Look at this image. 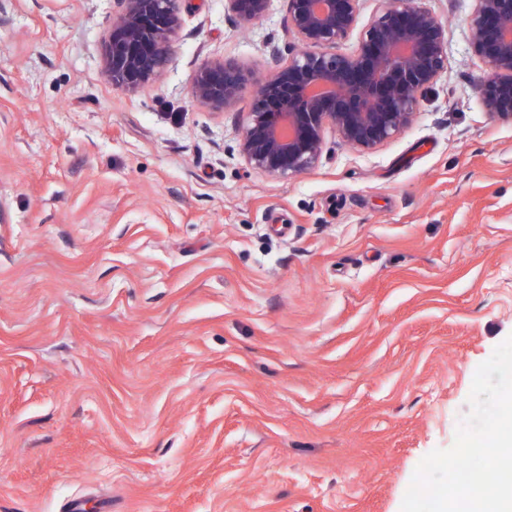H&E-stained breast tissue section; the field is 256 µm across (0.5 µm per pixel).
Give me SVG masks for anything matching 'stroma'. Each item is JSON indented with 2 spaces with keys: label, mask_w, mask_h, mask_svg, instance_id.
Segmentation results:
<instances>
[{
  "label": "stroma",
  "mask_w": 512,
  "mask_h": 512,
  "mask_svg": "<svg viewBox=\"0 0 512 512\" xmlns=\"http://www.w3.org/2000/svg\"><path fill=\"white\" fill-rule=\"evenodd\" d=\"M448 68L369 150L285 177L239 152L286 0H185L147 88L102 74L116 0H0V512H400L512 336V122L472 0ZM226 2L238 18L251 22L265 16L270 0H226ZM249 74L233 61L204 64L196 74L192 97L215 109L230 105L249 83Z\"/></svg>",
  "instance_id": "35a3bbf8"
}]
</instances>
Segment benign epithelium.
I'll list each match as a JSON object with an SVG mask.
<instances>
[{
	"mask_svg": "<svg viewBox=\"0 0 512 512\" xmlns=\"http://www.w3.org/2000/svg\"><path fill=\"white\" fill-rule=\"evenodd\" d=\"M105 46L107 79L120 90L145 87L171 63V39L181 24L182 0H118ZM243 21L263 18L270 0H226ZM288 32L303 46L269 49L276 65L253 85L250 119L240 153L252 169L296 173L323 151L332 126L353 146L373 148L411 121L419 94L448 67V26L427 0H382L383 12L350 55L336 42L356 28L360 0H287ZM470 41L489 67L482 89L486 112L512 120V0H473ZM233 61L200 67L192 97L215 109L230 105L249 83Z\"/></svg>",
	"mask_w": 512,
	"mask_h": 512,
	"instance_id": "benign-epithelium-1",
	"label": "benign epithelium"
}]
</instances>
